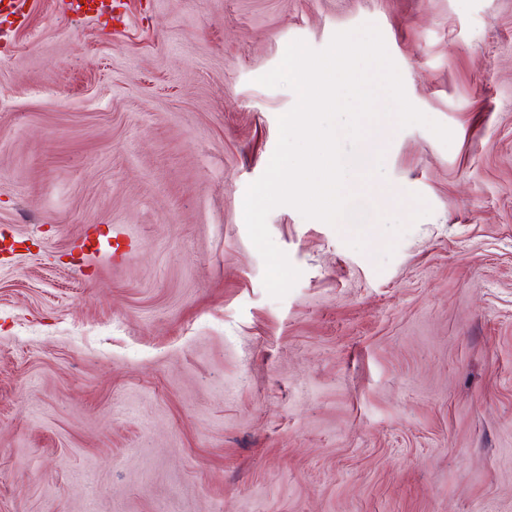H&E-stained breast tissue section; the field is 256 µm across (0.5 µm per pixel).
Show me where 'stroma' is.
<instances>
[{"mask_svg": "<svg viewBox=\"0 0 512 512\" xmlns=\"http://www.w3.org/2000/svg\"><path fill=\"white\" fill-rule=\"evenodd\" d=\"M375 24L410 102L359 226L244 223L287 45ZM0 54V512H512V0H34ZM119 232V254H79ZM64 4L74 21L102 17L112 11V1L109 0H66Z\"/></svg>", "mask_w": 512, "mask_h": 512, "instance_id": "1", "label": "stroma"}]
</instances>
